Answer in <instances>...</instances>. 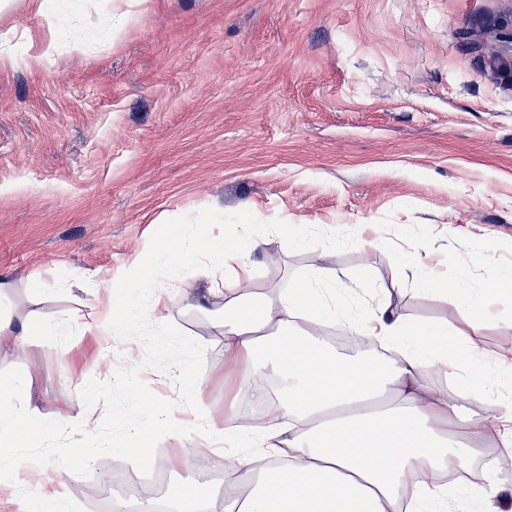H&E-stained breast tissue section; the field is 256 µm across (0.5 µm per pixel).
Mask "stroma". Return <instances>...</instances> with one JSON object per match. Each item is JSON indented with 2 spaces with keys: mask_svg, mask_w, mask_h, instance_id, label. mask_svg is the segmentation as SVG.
<instances>
[{
  "mask_svg": "<svg viewBox=\"0 0 512 512\" xmlns=\"http://www.w3.org/2000/svg\"><path fill=\"white\" fill-rule=\"evenodd\" d=\"M512 29V0H27L0 12L14 60L0 66V275L22 281L21 347L0 346V368H21L34 416L68 412L97 429L103 405L85 408L90 378L139 364L144 347L107 324L73 336L51 324L89 319L87 273L116 277L182 226L247 254L259 292L294 286L316 255L343 281L363 280L352 303L384 296L413 324L464 327L455 285L469 271L512 267V48L489 61L472 49L478 26ZM88 46L70 51L74 39ZM41 69L29 55L47 41ZM305 247H296L295 234ZM425 258L441 289L414 291L412 259ZM53 289L33 303L30 284ZM209 280L171 287L170 323L206 350L197 400L220 423L239 404V375L224 342L201 322L224 321V303L197 310ZM512 293L489 309L477 341L512 354ZM498 459L495 512H512V450ZM155 461L166 489H200L225 453L165 436ZM131 463L104 457L82 477L39 466L24 486L56 481L71 512H92L102 472Z\"/></svg>",
  "mask_w": 512,
  "mask_h": 512,
  "instance_id": "35a3bbf8",
  "label": "stroma"
}]
</instances>
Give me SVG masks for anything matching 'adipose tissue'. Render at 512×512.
Returning a JSON list of instances; mask_svg holds the SVG:
<instances>
[{"instance_id":"adipose-tissue-1","label":"adipose tissue","mask_w":512,"mask_h":512,"mask_svg":"<svg viewBox=\"0 0 512 512\" xmlns=\"http://www.w3.org/2000/svg\"><path fill=\"white\" fill-rule=\"evenodd\" d=\"M256 245L248 237L219 247L233 276L211 278L210 294L224 302V364L234 369L247 361L241 381L265 424L186 429L176 424L183 400L153 409L179 439L240 444L226 469L257 484L246 498H225L224 512H473L483 506L481 490L448 486L446 468L466 466L497 424L512 423V395L500 391L512 383V363L478 372L486 357L474 340L484 304L512 284V270L489 271L479 289L461 274L457 302L470 310L469 334L452 351L447 327L413 325L388 304L352 313L347 290L318 264L291 289L274 296L256 291L245 263ZM199 256L198 244H183L174 253L156 252L150 276L137 265L118 281L89 279L92 323L108 319L109 300L131 284L142 303L124 319L138 322L158 289L175 281L191 287ZM329 332L388 344L394 355L382 361L336 354L323 339ZM433 374L451 377L455 389L427 387ZM475 403L479 412H468Z\"/></svg>"}]
</instances>
